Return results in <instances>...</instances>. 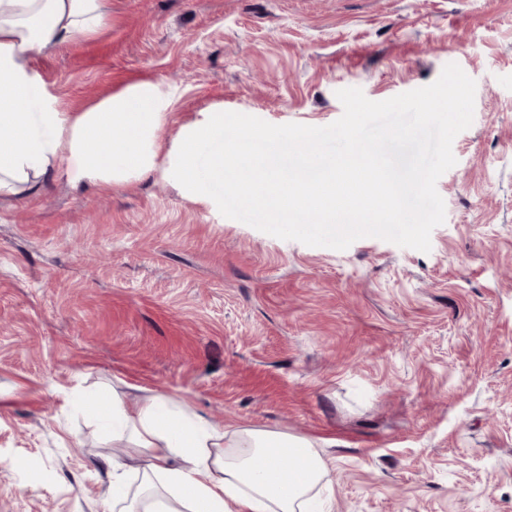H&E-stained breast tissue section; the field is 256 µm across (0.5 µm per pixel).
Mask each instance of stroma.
Instances as JSON below:
<instances>
[{
	"label": "stroma",
	"mask_w": 512,
	"mask_h": 512,
	"mask_svg": "<svg viewBox=\"0 0 512 512\" xmlns=\"http://www.w3.org/2000/svg\"><path fill=\"white\" fill-rule=\"evenodd\" d=\"M450 63L474 120L429 252L279 239L172 176L215 113L327 126ZM32 70L61 112L171 103L147 175L0 197V512H113L126 451L78 406L111 385L315 442L323 512H512V0H112Z\"/></svg>",
	"instance_id": "stroma-1"
}]
</instances>
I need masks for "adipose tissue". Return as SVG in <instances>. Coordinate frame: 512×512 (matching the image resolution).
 I'll list each match as a JSON object with an SVG mask.
<instances>
[{
  "instance_id": "adipose-tissue-1",
  "label": "adipose tissue",
  "mask_w": 512,
  "mask_h": 512,
  "mask_svg": "<svg viewBox=\"0 0 512 512\" xmlns=\"http://www.w3.org/2000/svg\"><path fill=\"white\" fill-rule=\"evenodd\" d=\"M107 0H0V194L30 191L64 161L79 178L121 182L155 164L170 105L139 82L66 113L46 101L31 69L42 51L95 34ZM91 415L141 461L138 493L122 512H302L327 464L309 440L284 433L211 427L173 411L162 394L127 398L99 390Z\"/></svg>"
}]
</instances>
